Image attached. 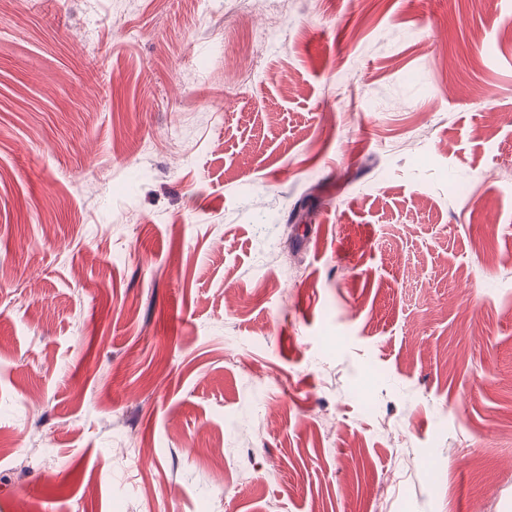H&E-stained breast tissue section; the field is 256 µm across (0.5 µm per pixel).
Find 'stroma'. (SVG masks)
Listing matches in <instances>:
<instances>
[{
    "label": "stroma",
    "instance_id": "stroma-1",
    "mask_svg": "<svg viewBox=\"0 0 512 512\" xmlns=\"http://www.w3.org/2000/svg\"><path fill=\"white\" fill-rule=\"evenodd\" d=\"M0 512H512V0H0Z\"/></svg>",
    "mask_w": 512,
    "mask_h": 512
}]
</instances>
